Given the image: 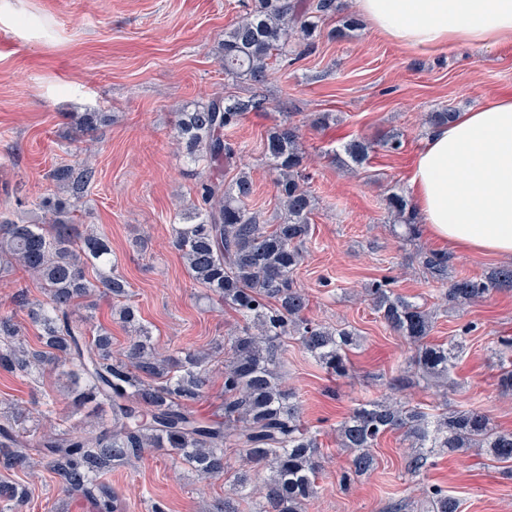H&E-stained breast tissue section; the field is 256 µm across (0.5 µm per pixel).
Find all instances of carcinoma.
Here are the masks:
<instances>
[{"label": "carcinoma", "mask_w": 512, "mask_h": 512, "mask_svg": "<svg viewBox=\"0 0 512 512\" xmlns=\"http://www.w3.org/2000/svg\"><path fill=\"white\" fill-rule=\"evenodd\" d=\"M333 15L338 17L330 32L333 38L359 26L343 0H257L224 32L220 57L224 78L250 82L253 94L246 99L217 96L177 113L174 138L181 156L207 169L208 175L198 184V204L171 225L172 245L191 277L241 317L221 345L230 357L223 372L224 402L217 413L203 416L191 410L207 389L209 353L194 351L177 359L163 355L140 325L125 354L116 358L106 328L73 318L72 309L97 292L123 298L128 288L113 271L105 234L84 233L81 258L73 248L75 225L70 214L95 178L92 165L52 170L50 178L69 191L66 199L35 203L53 216L52 223L18 224L0 216V275L18 266L39 281L45 293L38 302L30 301L23 288L14 296L16 306L39 327L38 344H29L12 318L0 317V369L30 380L47 369H60L76 406L106 408L105 417L93 428L63 431L53 426L31 428L28 408L1 411V469L47 471L69 496L89 501L94 512H115L118 497L106 479L113 466L165 448L197 476L209 479L228 470L225 449L240 448L251 464L237 471L240 489L254 494L253 475L269 471L252 512H301L316 496L321 468L318 433L301 423L294 393L283 385L282 354L288 340H295L327 369L344 375L348 351L357 338L351 330L310 319L308 296L293 278L304 258L315 209V197L305 185L299 127L287 116L268 131L264 143L285 207L279 223L266 224L247 207L253 193L248 175L227 185L217 171L237 153L224 133L246 113L263 109L262 90L270 70L288 63L297 39L303 51L312 52L322 24ZM373 146L366 139H354L343 146V154H333L332 161L360 166ZM385 206L404 228V237L412 240L419 235L418 214L402 193L387 195ZM449 262L448 255L434 251L419 255L430 279L450 284L443 300L451 308L512 288V266L493 269L480 279L459 277L450 282ZM88 266L97 271L96 278L88 276ZM366 294L382 320L415 345L411 365L420 378L448 375L455 347L427 341L433 329L430 312L394 293L387 279L374 281ZM388 432H399L409 442L413 452L406 467L414 475L427 467L434 448L450 453L484 448L512 473V431L497 430L479 409L445 412L432 419L386 396L354 407L340 424L339 446L353 452L348 469L340 475L343 485L373 469L372 449ZM431 495L433 512H460L459 500L444 490L434 487ZM27 499L25 486L0 481V512H21Z\"/></svg>", "instance_id": "carcinoma-1"}]
</instances>
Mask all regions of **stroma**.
I'll list each match as a JSON object with an SVG mask.
<instances>
[{"label":"stroma","instance_id":"1","mask_svg":"<svg viewBox=\"0 0 512 512\" xmlns=\"http://www.w3.org/2000/svg\"><path fill=\"white\" fill-rule=\"evenodd\" d=\"M253 4L0 0V215L48 223L34 203L62 196L51 171L91 159L96 177L80 202L76 225L108 235L114 269L130 283L131 300L164 354L215 347L239 320L190 278L170 243L173 218L196 202L202 178L174 152L172 140L180 109L215 96L251 95L250 85L225 80L219 52L225 31ZM264 94V110L248 113L228 134L243 152L224 178L248 172L251 208L277 223L282 207L263 144L285 113L301 123L318 204L295 279L308 295L311 318L359 336L342 376L329 373L297 343H289L284 356V380L304 421L320 433L323 467L317 496L305 512H431L422 492L426 485L457 497L461 512H512V477L477 449L433 452L428 470L414 478L405 469L406 441L388 433L373 450V469L345 488L339 474L351 453L337 445V429L350 410L386 395L431 414L478 408L494 427L512 431V399L497 386L501 369L512 363V349L502 345L512 340V288L448 309L439 284L418 263L419 252L440 250V243L424 233L403 240L384 206L390 190L412 193V167L429 130L426 113L460 112L512 95V42L483 51L465 44L407 48L363 23L346 37H321L316 52L275 70ZM80 112H107L112 119L86 132L74 123ZM318 112L334 113L335 124H307ZM392 134L401 146L389 152L379 142ZM358 138L377 144L367 163L330 162V154ZM382 278L390 279L395 293L435 311L431 343L460 344L447 386L427 385L413 373L414 345L391 331L365 300V287ZM20 286L30 299H43L40 283L13 269L0 277V315L14 316L34 344L38 328L12 301ZM65 384L54 370L36 383L0 371V408L46 399L65 425L94 424L91 408H73ZM228 455L231 469L220 478H198L154 450L114 467L108 479L123 512H151L156 501L167 512H206L233 488L242 461L238 450ZM5 478L28 486L24 512H58L63 494L52 474L32 480L9 472Z\"/></svg>","mask_w":512,"mask_h":512}]
</instances>
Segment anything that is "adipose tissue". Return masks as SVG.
<instances>
[{"label":"adipose tissue","instance_id":"adipose-tissue-1","mask_svg":"<svg viewBox=\"0 0 512 512\" xmlns=\"http://www.w3.org/2000/svg\"><path fill=\"white\" fill-rule=\"evenodd\" d=\"M369 26L404 47L512 41V0H355ZM426 233L457 250L512 258V97L432 127L410 178Z\"/></svg>","mask_w":512,"mask_h":512}]
</instances>
